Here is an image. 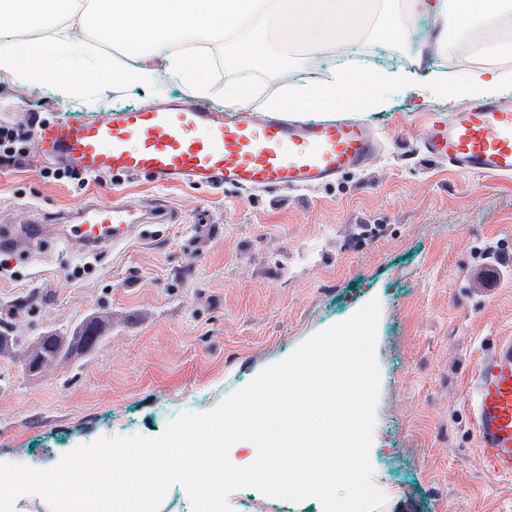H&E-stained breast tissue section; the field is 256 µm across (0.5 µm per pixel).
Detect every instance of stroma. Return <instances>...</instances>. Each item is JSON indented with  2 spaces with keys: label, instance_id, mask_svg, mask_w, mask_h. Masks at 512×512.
Instances as JSON below:
<instances>
[{
  "label": "stroma",
  "instance_id": "obj_1",
  "mask_svg": "<svg viewBox=\"0 0 512 512\" xmlns=\"http://www.w3.org/2000/svg\"><path fill=\"white\" fill-rule=\"evenodd\" d=\"M427 27L367 41L369 64L456 74L490 62L479 47L408 58ZM347 47L298 52L289 69L258 73L268 90L293 74L335 67ZM160 90L122 85L96 110L47 87L0 80V125L92 120L185 97L178 79ZM465 99L397 92L382 112H353L387 138L368 166L308 190L227 192L161 186L109 173L84 184L62 177L36 141L19 165L0 168V225L73 210L121 193L146 208L163 199L177 224H145L98 255L46 240L9 259L0 275V459L37 469L101 437L159 436L184 413L213 409L304 340L378 299L380 397L370 462L387 496L382 512H512V476L494 474L474 432L470 383L492 343L512 336V178L450 170L422 153L417 130ZM500 259L495 288L474 270ZM103 334L40 374L25 370L42 336L71 335L86 319ZM232 512H323L252 488L228 497Z\"/></svg>",
  "mask_w": 512,
  "mask_h": 512
}]
</instances>
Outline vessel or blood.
<instances>
[{"mask_svg": "<svg viewBox=\"0 0 512 512\" xmlns=\"http://www.w3.org/2000/svg\"><path fill=\"white\" fill-rule=\"evenodd\" d=\"M37 139L46 158L89 174L147 176L165 184L252 190H305L365 167L385 143L370 125L243 112L232 120L191 101L115 112L95 120L52 122ZM423 153L453 169L512 177V104L487 101L434 119L419 131ZM175 212L157 203L133 208L121 194L110 203L85 202L53 223L0 227V250L29 253L46 236L76 240L100 252L144 224H171ZM472 408L480 451L498 475H512V336L499 338L478 363Z\"/></svg>", "mask_w": 512, "mask_h": 512, "instance_id": "1", "label": "vessel or blood"}]
</instances>
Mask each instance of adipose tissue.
I'll return each mask as SVG.
<instances>
[{"instance_id": "obj_1", "label": "adipose tissue", "mask_w": 512, "mask_h": 512, "mask_svg": "<svg viewBox=\"0 0 512 512\" xmlns=\"http://www.w3.org/2000/svg\"><path fill=\"white\" fill-rule=\"evenodd\" d=\"M420 15L432 17L428 40L445 52L453 38H482L512 23V0H88L83 6L75 0H0V20L20 21L40 34L33 43L0 47V77L23 85L52 84L57 95L92 110L111 83L154 88L159 57L189 93L204 97L210 91L208 60L192 47L205 43L223 49L224 103L242 110L257 103L271 113L326 112L339 105L379 111L394 92L420 84L436 96L472 101L503 90L506 75L490 65L468 70L457 81L442 70L423 79L413 70L382 68L366 84L343 66L322 81L285 83L264 96L248 76L258 67L288 65V57L273 52L272 43L301 42L321 52L356 29L379 36L385 21L404 25ZM94 29L107 30L137 65L103 59L84 38ZM264 454L252 447L241 457L228 449L225 477L264 481L275 490L290 487V477L266 469Z\"/></svg>"}]
</instances>
